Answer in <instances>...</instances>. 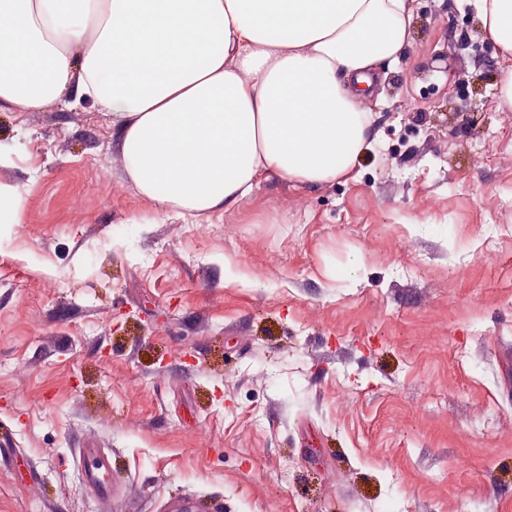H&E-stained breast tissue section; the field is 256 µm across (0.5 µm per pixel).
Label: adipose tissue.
Returning <instances> with one entry per match:
<instances>
[{"instance_id":"adipose-tissue-1","label":"adipose tissue","mask_w":512,"mask_h":512,"mask_svg":"<svg viewBox=\"0 0 512 512\" xmlns=\"http://www.w3.org/2000/svg\"><path fill=\"white\" fill-rule=\"evenodd\" d=\"M474 6L512 105V0ZM408 19V0H0V109L94 102L136 193L205 219L270 171L314 188L347 176Z\"/></svg>"}]
</instances>
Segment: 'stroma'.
Segmentation results:
<instances>
[{
	"instance_id": "1",
	"label": "stroma",
	"mask_w": 512,
	"mask_h": 512,
	"mask_svg": "<svg viewBox=\"0 0 512 512\" xmlns=\"http://www.w3.org/2000/svg\"><path fill=\"white\" fill-rule=\"evenodd\" d=\"M409 9L351 175L197 224L91 102L0 111V512H512V111L472 0ZM24 198L17 185L0 182V224L23 221Z\"/></svg>"
}]
</instances>
